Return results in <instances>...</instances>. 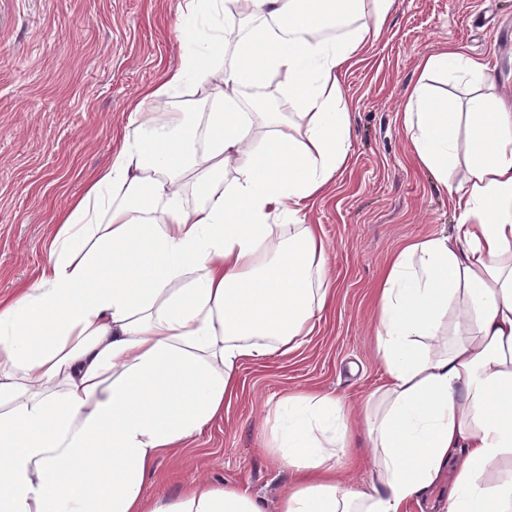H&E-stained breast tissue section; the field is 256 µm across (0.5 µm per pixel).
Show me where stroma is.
Masks as SVG:
<instances>
[{
    "mask_svg": "<svg viewBox=\"0 0 512 512\" xmlns=\"http://www.w3.org/2000/svg\"><path fill=\"white\" fill-rule=\"evenodd\" d=\"M183 9L184 0H0L1 295L34 280L52 224L84 194L86 174L117 152L115 131L135 105L152 116L163 103L195 118L211 110L208 82L139 101L184 49ZM449 43L484 59L493 95L512 99V0H397L340 75L354 127L350 162L305 213L331 249L336 300L299 349L240 365L223 418L181 460L159 461L151 493L174 495L199 474L276 512L293 481L262 450V422L278 396L316 388L358 408L385 383L372 325L383 270L405 242L459 222L444 188L412 161L401 120L418 59Z\"/></svg>",
    "mask_w": 512,
    "mask_h": 512,
    "instance_id": "35a3bbf8",
    "label": "stroma"
}]
</instances>
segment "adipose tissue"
Returning <instances> with one entry per match:
<instances>
[{"label":"adipose tissue","mask_w":512,"mask_h":512,"mask_svg":"<svg viewBox=\"0 0 512 512\" xmlns=\"http://www.w3.org/2000/svg\"><path fill=\"white\" fill-rule=\"evenodd\" d=\"M226 5L246 26L203 127L151 130L132 112L136 134L87 175L34 282L0 296V512H264L201 477L172 497L146 488L223 415L240 364L297 348L331 306L328 244L299 215L347 166L339 75L396 0H188L184 51L145 99L213 75L224 38L208 19ZM419 69L403 123L460 222L405 245L378 287L388 380L364 406L369 490L336 476L344 401L287 391L266 447L294 474L277 512H409L448 467L444 512H512V468L491 469L512 457V108L433 92L437 73L487 83L457 46ZM278 77L292 112L242 110L241 91Z\"/></svg>","instance_id":"ef3b65f1"}]
</instances>
